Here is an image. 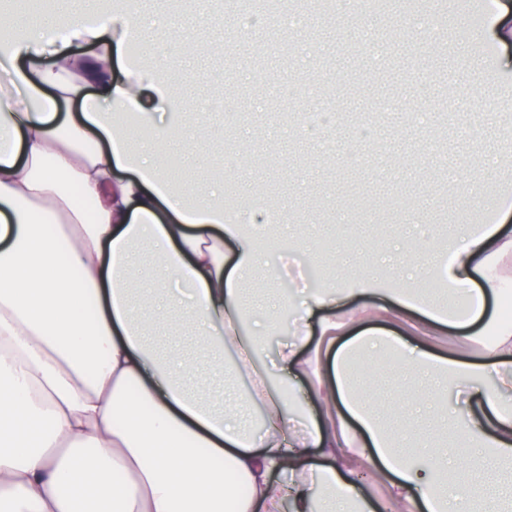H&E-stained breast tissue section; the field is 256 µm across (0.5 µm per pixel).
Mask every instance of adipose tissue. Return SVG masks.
Listing matches in <instances>:
<instances>
[{
    "label": "adipose tissue",
    "instance_id": "obj_1",
    "mask_svg": "<svg viewBox=\"0 0 512 512\" xmlns=\"http://www.w3.org/2000/svg\"><path fill=\"white\" fill-rule=\"evenodd\" d=\"M80 0L64 45L12 34L0 17V512H377L342 449L380 463L397 502L415 512H512V480L487 459L512 461V320L487 311L499 299L496 263L512 253V227L483 224L455 239L436 274L466 311L421 306L406 288L389 296L398 317L421 309L434 325L483 323L493 335L481 361H452L396 336L357 334L330 357L304 351L312 329L334 340L339 294L318 290L293 310L294 336L258 371L266 326L242 335L240 285L259 264L238 224L264 213L228 204L209 188L186 200L161 166L137 157L115 113L141 122L176 113L156 62L145 59L140 0H110L96 16ZM80 40L94 51L65 44ZM96 96H89V89ZM155 257L151 268L141 250ZM162 296L233 367L260 412L247 434L234 406L199 384L195 353H160L144 292ZM386 347L439 382L463 387L470 407L440 417L461 442L430 444L418 420L404 435L429 449L420 467L395 450L373 403L352 386L357 352ZM301 373L315 396L292 417L279 375Z\"/></svg>",
    "mask_w": 512,
    "mask_h": 512
}]
</instances>
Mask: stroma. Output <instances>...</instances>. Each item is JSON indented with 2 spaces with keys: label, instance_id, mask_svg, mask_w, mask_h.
Instances as JSON below:
<instances>
[{
  "label": "stroma",
  "instance_id": "35a3bbf8",
  "mask_svg": "<svg viewBox=\"0 0 512 512\" xmlns=\"http://www.w3.org/2000/svg\"><path fill=\"white\" fill-rule=\"evenodd\" d=\"M141 9L146 26L176 20L193 44L189 58L170 43L156 52L171 92L187 107H215L204 128H191L190 142L164 143L159 154L182 152V187L220 185L228 197L267 205L277 216L271 229L244 227L275 247L267 267L306 273L309 290L345 288L354 278L397 287L386 257L399 245L421 243L428 260H446L468 222L471 168L486 192L512 189V111L478 83L470 58L450 52L451 29L431 26L428 16L413 22L397 7L367 15L359 28L336 0L333 12L306 11L296 42L285 24L273 35L262 23L242 25L241 0H143ZM325 89L341 112L327 129L308 130ZM419 343L474 361L486 341L444 329ZM352 376L381 400L394 430L408 393L429 390L425 433L457 444L438 415L446 387L385 363Z\"/></svg>",
  "mask_w": 512,
  "mask_h": 512
}]
</instances>
